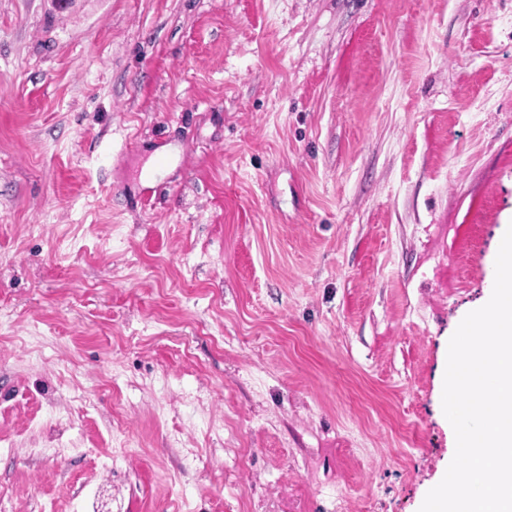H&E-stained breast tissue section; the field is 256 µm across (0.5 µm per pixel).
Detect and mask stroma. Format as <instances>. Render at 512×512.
I'll use <instances>...</instances> for the list:
<instances>
[{
  "label": "stroma",
  "instance_id": "35a3bbf8",
  "mask_svg": "<svg viewBox=\"0 0 512 512\" xmlns=\"http://www.w3.org/2000/svg\"><path fill=\"white\" fill-rule=\"evenodd\" d=\"M510 222L512 0H0V512H419Z\"/></svg>",
  "mask_w": 512,
  "mask_h": 512
}]
</instances>
